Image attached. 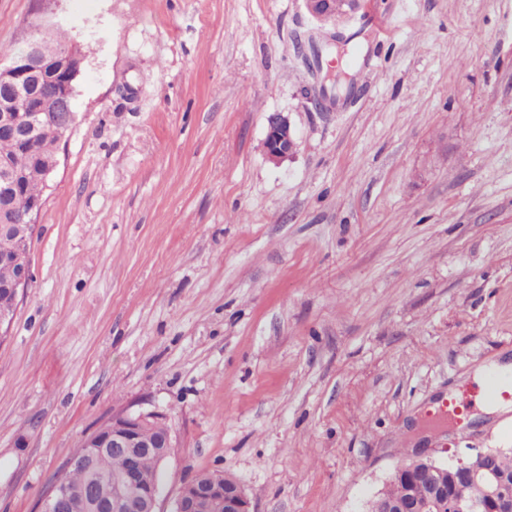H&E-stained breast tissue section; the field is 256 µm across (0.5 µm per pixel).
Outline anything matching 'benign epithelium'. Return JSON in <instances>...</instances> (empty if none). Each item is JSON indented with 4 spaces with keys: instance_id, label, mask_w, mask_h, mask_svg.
Returning a JSON list of instances; mask_svg holds the SVG:
<instances>
[{
    "instance_id": "7a95c632",
    "label": "benign epithelium",
    "mask_w": 512,
    "mask_h": 512,
    "mask_svg": "<svg viewBox=\"0 0 512 512\" xmlns=\"http://www.w3.org/2000/svg\"><path fill=\"white\" fill-rule=\"evenodd\" d=\"M304 2L307 12L320 24L334 22L336 16L348 15L358 8L357 0ZM81 63L76 46L48 48L33 38L25 48L13 53L7 64H0V137L18 143L32 159V167L21 171L8 158L0 157V263L14 270L13 278L0 286L6 294L5 302L0 303V331L11 324L19 293L32 282L27 251L34 231L33 216L41 209L42 199L29 196L27 184L33 178L47 184L58 163L57 156L41 153L38 138L42 132L51 131L61 140L71 129L75 120L74 81ZM265 149L273 160L285 159L296 150L290 123L279 113L268 118ZM152 426L166 431L153 438L146 434ZM82 441L89 448L123 454L127 459L126 481L139 487L123 492L96 478L75 491L68 486L65 475L85 466L86 460L71 457L42 492L37 512H157L159 488L139 482L138 460L145 448L157 449L162 461L171 454L173 436L164 414L121 411L85 434ZM453 457L454 461L448 464L451 478L495 479L493 449L476 448L464 456L455 452ZM438 470L440 467L429 459L409 468L408 477L430 480ZM447 494L448 485L435 484L433 497L420 506V512H439ZM216 506L224 512H253L243 486L235 479L225 481L221 470L212 472L204 483L194 477L187 480L176 497L174 512H213ZM467 510L512 512V491L497 485L486 500L468 504Z\"/></svg>"
}]
</instances>
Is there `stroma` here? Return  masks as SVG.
<instances>
[{"label": "stroma", "mask_w": 512, "mask_h": 512, "mask_svg": "<svg viewBox=\"0 0 512 512\" xmlns=\"http://www.w3.org/2000/svg\"><path fill=\"white\" fill-rule=\"evenodd\" d=\"M49 35L83 63L0 341V512L130 407L173 431L160 512L214 469L254 512H366L415 456L512 448L428 417L512 358V0H0V55ZM332 37L323 112L297 45ZM359 0H304L307 12L320 24L336 23V16L357 10ZM341 16V17H342ZM296 146L288 120L278 113L270 115L265 140V149L268 157L273 160L288 158L295 152Z\"/></svg>", "instance_id": "1"}]
</instances>
